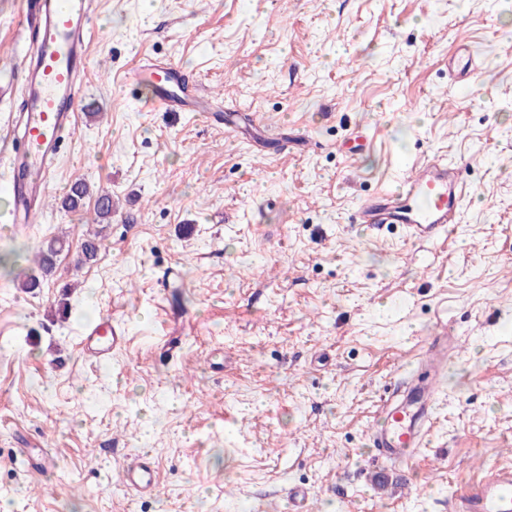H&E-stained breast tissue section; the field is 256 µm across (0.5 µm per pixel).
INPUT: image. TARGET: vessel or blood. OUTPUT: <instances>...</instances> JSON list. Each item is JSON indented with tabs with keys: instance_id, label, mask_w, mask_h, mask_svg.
Wrapping results in <instances>:
<instances>
[{
	"instance_id": "1",
	"label": "vessel or blood",
	"mask_w": 512,
	"mask_h": 512,
	"mask_svg": "<svg viewBox=\"0 0 512 512\" xmlns=\"http://www.w3.org/2000/svg\"><path fill=\"white\" fill-rule=\"evenodd\" d=\"M27 13L38 24L26 68L24 123L12 140L7 166L10 180L6 190L13 200L10 216L15 224L29 222L49 189L55 162L64 148V135L75 125L97 31L91 0H27ZM482 68V59L468 44L459 46L448 60V76L462 91ZM124 82L160 87L156 108L168 112L199 109V85L175 62L137 65ZM466 193L460 164L436 157L418 159L407 166L395 187L361 200L349 221L376 235L398 225L411 243L435 245L445 241L453 224L458 223ZM126 343L124 324L106 315L83 328L78 346L96 364L106 365L113 352ZM423 350L427 379L406 388L400 398L385 396L374 415L372 443L380 455L410 460L428 431L440 373L448 359L447 330L434 331ZM121 472L126 486L145 495L156 493L158 473L148 456H136ZM453 507L455 512H512V467H497L490 478L466 484Z\"/></svg>"
}]
</instances>
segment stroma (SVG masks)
Returning a JSON list of instances; mask_svg holds the SVG:
<instances>
[{
	"mask_svg": "<svg viewBox=\"0 0 512 512\" xmlns=\"http://www.w3.org/2000/svg\"><path fill=\"white\" fill-rule=\"evenodd\" d=\"M95 7L72 145L33 223H10L0 162V512H288L291 486L309 512H449L512 466V0ZM24 9L0 0V136L21 112ZM461 43L485 59L466 93L448 77ZM161 60L204 83L210 121L155 109L148 86L128 97L125 72ZM433 153L470 186L446 245L349 223L397 162ZM79 180L111 193L110 223L90 198L61 207ZM104 314L129 336L108 368L77 346ZM443 317L457 346L429 432L410 464L376 456L377 401ZM142 452L152 496L120 478ZM61 242L59 238H52L45 241L36 255V261L39 269L44 274H50L54 267L58 253L61 250Z\"/></svg>",
	"mask_w": 512,
	"mask_h": 512,
	"instance_id": "obj_1",
	"label": "stroma"
}]
</instances>
